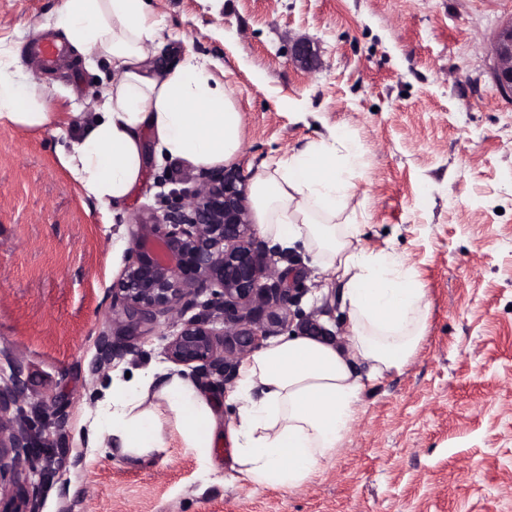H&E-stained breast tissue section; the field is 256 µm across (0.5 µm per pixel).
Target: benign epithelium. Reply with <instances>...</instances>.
<instances>
[{
  "instance_id": "obj_1",
  "label": "benign epithelium",
  "mask_w": 512,
  "mask_h": 512,
  "mask_svg": "<svg viewBox=\"0 0 512 512\" xmlns=\"http://www.w3.org/2000/svg\"><path fill=\"white\" fill-rule=\"evenodd\" d=\"M491 79L512 98V18L489 45ZM296 61L312 70L319 58L311 42L293 45ZM247 179L231 168L212 169L175 190L162 211L142 210L129 224L124 266L112 283V319L97 338L91 371L103 374L137 351L136 342L154 328L175 327L165 337L166 359L189 368L198 382L217 389L232 382L241 362L268 337L295 330L328 329L300 307L309 289L305 273L288 252L261 239L251 220ZM287 262L281 269L278 261ZM28 404L22 371L0 376V461L10 453L30 464L38 481L23 491L3 485L0 512H40L45 477L67 457L49 427L62 430V408L48 419Z\"/></svg>"
}]
</instances>
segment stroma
<instances>
[{"label": "stroma", "instance_id": "1", "mask_svg": "<svg viewBox=\"0 0 512 512\" xmlns=\"http://www.w3.org/2000/svg\"><path fill=\"white\" fill-rule=\"evenodd\" d=\"M61 0H0V40L29 44ZM163 23L149 64L207 58L243 114L233 166L263 164L339 130L360 150L354 178L361 243L392 248L430 298L428 333L401 372L369 385L339 452L304 486L241 480L231 440L209 461L174 420L168 446L128 467L88 447L84 418L112 384L91 374L124 261L115 237L160 207L196 168L149 159L120 204L83 196L56 154L96 111L109 63L66 53L43 74L58 127L0 124V368L17 364L31 401L65 407L69 463L43 487L42 512H512V99L490 77V40L512 0H153ZM311 39L321 65L291 58ZM326 274L308 268L305 312L328 303L348 333ZM117 363L166 365L160 331Z\"/></svg>", "mask_w": 512, "mask_h": 512}]
</instances>
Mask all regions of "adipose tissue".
I'll list each match as a JSON object with an SVG mask.
<instances>
[{"label": "adipose tissue", "instance_id": "obj_1", "mask_svg": "<svg viewBox=\"0 0 512 512\" xmlns=\"http://www.w3.org/2000/svg\"><path fill=\"white\" fill-rule=\"evenodd\" d=\"M53 26L86 65L103 58L117 72L101 88L92 123L60 152L86 198L122 202L143 179L148 138L159 156L197 168L238 157L242 115L210 62L191 53L163 76L147 65L158 26L149 0H62ZM55 117L41 78L18 74L13 46L0 42V123L39 128ZM358 159V147L336 133L263 165L249 184L259 234L302 246L312 267L342 283L349 319L345 343L291 335L240 366L235 463L256 487L307 483L338 453L367 385L405 368L427 334L430 302L415 272L393 250L361 244L351 181ZM160 404L187 447L208 457L222 426L214 398L161 367L113 388L86 434L89 447L117 450L133 467L146 463L166 448Z\"/></svg>", "mask_w": 512, "mask_h": 512}]
</instances>
